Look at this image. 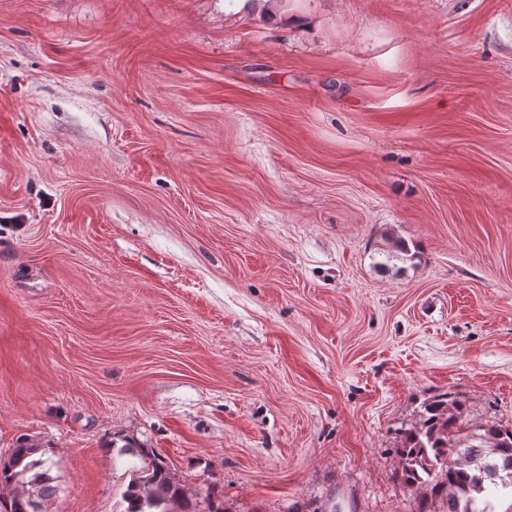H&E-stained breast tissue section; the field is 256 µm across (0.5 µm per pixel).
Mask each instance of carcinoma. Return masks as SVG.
<instances>
[{
  "mask_svg": "<svg viewBox=\"0 0 512 512\" xmlns=\"http://www.w3.org/2000/svg\"><path fill=\"white\" fill-rule=\"evenodd\" d=\"M452 393L423 403L418 422L402 429L399 479L411 488L415 512H495L488 487L512 489V428L462 419ZM41 445L21 436L0 456V512H46L56 493ZM118 456L138 459L122 493L123 512H224L217 487L201 496L171 476L164 456L123 439Z\"/></svg>",
  "mask_w": 512,
  "mask_h": 512,
  "instance_id": "carcinoma-1",
  "label": "carcinoma"
}]
</instances>
